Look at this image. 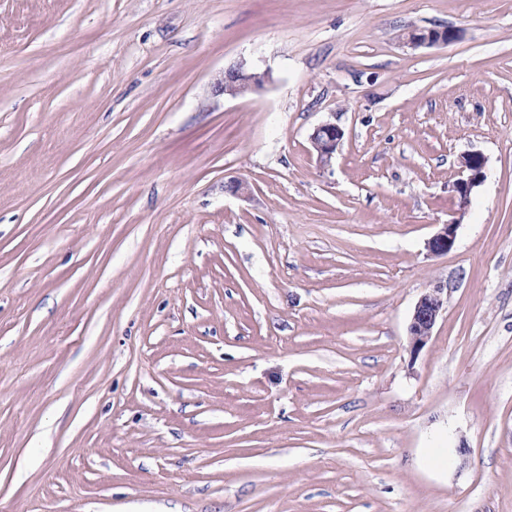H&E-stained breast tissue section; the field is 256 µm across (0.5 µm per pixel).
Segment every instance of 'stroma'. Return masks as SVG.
Wrapping results in <instances>:
<instances>
[{"label": "stroma", "mask_w": 512, "mask_h": 512, "mask_svg": "<svg viewBox=\"0 0 512 512\" xmlns=\"http://www.w3.org/2000/svg\"><path fill=\"white\" fill-rule=\"evenodd\" d=\"M0 512H512V0H0ZM458 37L454 29H420L415 28L404 33L402 40L413 47H435L447 45ZM269 80L268 70L258 71L242 61L229 68H224L222 79L217 83L216 92L222 94L224 99L237 98L260 91ZM344 137V131L332 122L316 126L310 135V143L321 167L331 166ZM459 177L449 186L452 195L465 206L474 190L486 177V157L480 152H469L462 157ZM459 223L456 220L449 221L448 224H442L438 231L427 241L426 248L432 255H445L456 244L457 229ZM444 288L436 286L421 294L414 305L407 328L414 353L423 348L432 336L433 329L445 309Z\"/></svg>", "instance_id": "35a3bbf8"}]
</instances>
